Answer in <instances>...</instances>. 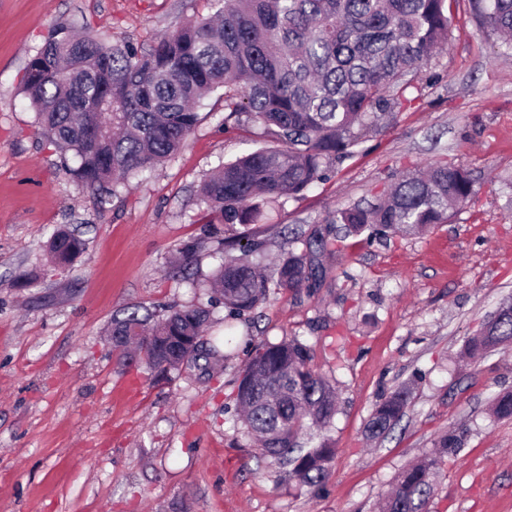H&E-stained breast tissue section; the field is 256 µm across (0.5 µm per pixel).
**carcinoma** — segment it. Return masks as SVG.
Returning a JSON list of instances; mask_svg holds the SVG:
<instances>
[{
    "label": "carcinoma",
    "mask_w": 512,
    "mask_h": 512,
    "mask_svg": "<svg viewBox=\"0 0 512 512\" xmlns=\"http://www.w3.org/2000/svg\"><path fill=\"white\" fill-rule=\"evenodd\" d=\"M213 16L189 20L147 47L112 43L61 26L26 66L23 93L42 136L62 166L108 211L118 188L176 153L199 122L198 107L224 88V111L250 115L267 144L218 166L202 185L206 232L216 224H256L264 209L325 179L379 120L411 102V76L448 45L451 0H211ZM482 32L512 51V0H471ZM474 195L469 172L433 163L408 174L374 203L336 211L303 245L270 265L219 257L207 281L215 297L241 315L279 289H312L318 255L345 235L373 229L392 236L424 234L448 224ZM82 243L59 227L50 237L53 263L70 264ZM116 316L108 329L120 363L136 346L151 370H179L197 359L193 344L209 310H145ZM512 345V298L502 301L470 337L463 353L476 358ZM412 390L403 386L376 404L366 424L371 438L400 419ZM236 400L246 433L288 478L317 486L335 448L326 431L336 415L333 385L311 366L297 338L256 345L237 379ZM492 412L512 417V392L494 398ZM446 434L435 452L400 473L383 512H424L444 458L462 447Z\"/></svg>",
    "instance_id": "carcinoma-1"
}]
</instances>
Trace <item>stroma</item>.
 <instances>
[{
    "label": "stroma",
    "instance_id": "35a3bbf8",
    "mask_svg": "<svg viewBox=\"0 0 512 512\" xmlns=\"http://www.w3.org/2000/svg\"><path fill=\"white\" fill-rule=\"evenodd\" d=\"M210 12L208 0H0V512H377L447 433L464 446L442 464L426 512H512V419L490 412L512 391V348L462 355L512 296V57L459 0L447 48L417 70L405 107L323 183L210 235L202 183L263 144L215 91L182 149L99 212L38 131L22 92L28 59L61 25L145 47ZM439 160L474 179L473 202L451 223L420 237H346L321 255L320 288L276 291L235 319L226 358L167 373L119 364L105 336L117 311L206 304L181 273H211L218 248L239 256L236 240L252 232L280 259L285 227L323 225ZM60 226L85 243L64 269L47 253ZM187 244L194 255L179 262ZM22 273L35 284L18 287ZM293 336L336 387V455L319 488L284 477L237 421L248 350ZM405 383L401 420L367 439L375 404Z\"/></svg>",
    "mask_w": 512,
    "mask_h": 512
}]
</instances>
